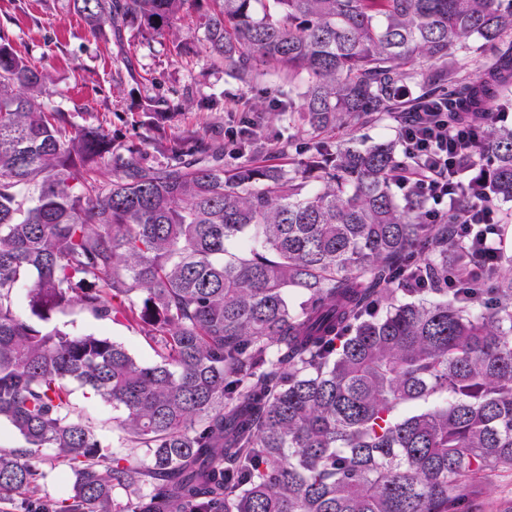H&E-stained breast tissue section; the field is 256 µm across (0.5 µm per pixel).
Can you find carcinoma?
Returning a JSON list of instances; mask_svg holds the SVG:
<instances>
[{
  "label": "carcinoma",
  "mask_w": 512,
  "mask_h": 512,
  "mask_svg": "<svg viewBox=\"0 0 512 512\" xmlns=\"http://www.w3.org/2000/svg\"><path fill=\"white\" fill-rule=\"evenodd\" d=\"M192 2L73 0L88 26L178 54ZM205 2L210 63L302 107L250 104L236 145L184 130L162 164L74 124L0 34V421L26 443L0 448V501L40 505L54 448L74 477L54 512H473L467 483L512 470V257L452 225L512 200V126L489 117L512 97V0ZM426 105L450 128L486 113L455 165L491 167L440 224L397 187ZM383 121L392 139L354 143ZM20 287L42 320L135 325L157 360L34 327ZM77 388L122 410V450L74 417Z\"/></svg>",
  "instance_id": "cac0c4a2"
}]
</instances>
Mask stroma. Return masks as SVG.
Instances as JSON below:
<instances>
[{"instance_id":"35a3bbf8","label":"stroma","mask_w":512,"mask_h":512,"mask_svg":"<svg viewBox=\"0 0 512 512\" xmlns=\"http://www.w3.org/2000/svg\"><path fill=\"white\" fill-rule=\"evenodd\" d=\"M179 37L189 50L176 56L169 39L135 28L116 43L110 25L90 30L73 8L72 0H0V32L12 45L38 65L47 68L55 81L52 105L69 112L79 125L94 123L113 137L139 147L146 160L162 159L160 149L177 129L203 128L223 138L225 128L236 125L234 104H247L269 96L287 100V87L276 82L251 86L210 65L201 41L202 32L178 23ZM130 56L133 70H126L123 56ZM187 94L189 109L171 121L146 125L140 105L146 99ZM36 327H59L71 334L93 333L122 343L141 361L155 359L151 347L127 322L96 319L72 307L52 314L49 320L33 318ZM74 414L95 428L103 451L121 447L117 412L109 403L73 395ZM47 460L41 480V502L52 505L72 493L68 469L55 449L44 451ZM469 494L477 512H512V470H501L475 480Z\"/></svg>"}]
</instances>
